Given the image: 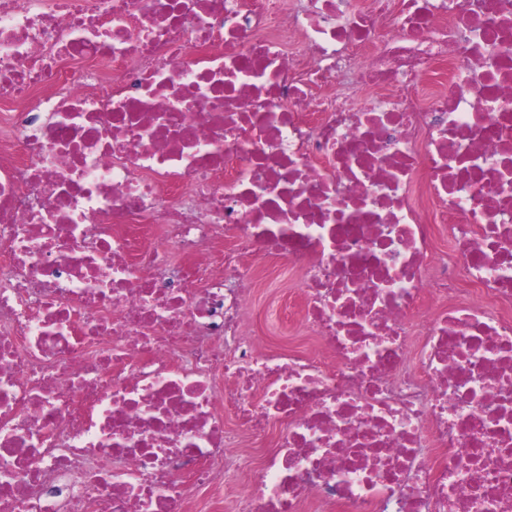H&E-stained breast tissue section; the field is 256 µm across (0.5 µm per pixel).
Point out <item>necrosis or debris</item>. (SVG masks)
Here are the masks:
<instances>
[{
  "mask_svg": "<svg viewBox=\"0 0 512 512\" xmlns=\"http://www.w3.org/2000/svg\"><path fill=\"white\" fill-rule=\"evenodd\" d=\"M0 512H512V0H0ZM274 298V295L263 286L255 294V309L252 314V324L261 336H271L276 341L287 342L297 334V329L288 325V322H268L264 316V307Z\"/></svg>",
  "mask_w": 512,
  "mask_h": 512,
  "instance_id": "4bbe7bcc",
  "label": "necrosis or debris"
}]
</instances>
